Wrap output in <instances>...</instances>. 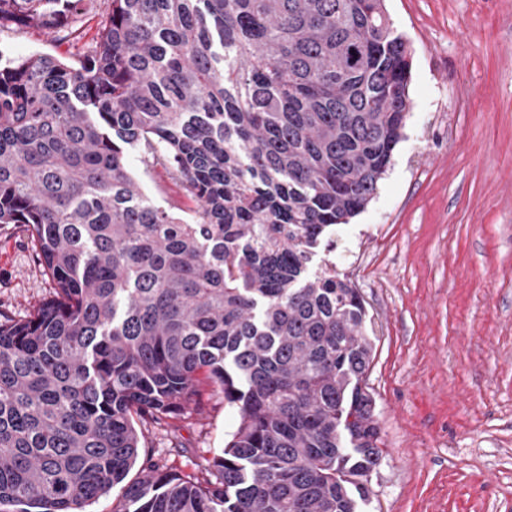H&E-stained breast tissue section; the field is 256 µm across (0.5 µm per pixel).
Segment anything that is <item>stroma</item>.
Returning <instances> with one entry per match:
<instances>
[{
  "label": "stroma",
  "instance_id": "obj_1",
  "mask_svg": "<svg viewBox=\"0 0 512 512\" xmlns=\"http://www.w3.org/2000/svg\"><path fill=\"white\" fill-rule=\"evenodd\" d=\"M411 51L404 138L368 207L340 226L330 264L372 321L367 377L384 442L362 512H512V0H386ZM102 16L60 41L37 27L0 49L78 60ZM128 165L155 203L193 220L196 201L143 151ZM25 225L0 227V312L52 297ZM190 412L148 426L174 471L220 452L235 411L200 385Z\"/></svg>",
  "mask_w": 512,
  "mask_h": 512
}]
</instances>
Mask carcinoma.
I'll return each mask as SVG.
<instances>
[{
    "instance_id": "1",
    "label": "carcinoma",
    "mask_w": 512,
    "mask_h": 512,
    "mask_svg": "<svg viewBox=\"0 0 512 512\" xmlns=\"http://www.w3.org/2000/svg\"><path fill=\"white\" fill-rule=\"evenodd\" d=\"M97 0H0L52 34ZM69 64L0 53V225L25 224L54 297L0 320V506L359 512L383 451L367 312L323 239L375 198L409 112L386 0H105ZM145 149L198 203L146 196ZM238 425L180 475L145 427L201 380Z\"/></svg>"
}]
</instances>
